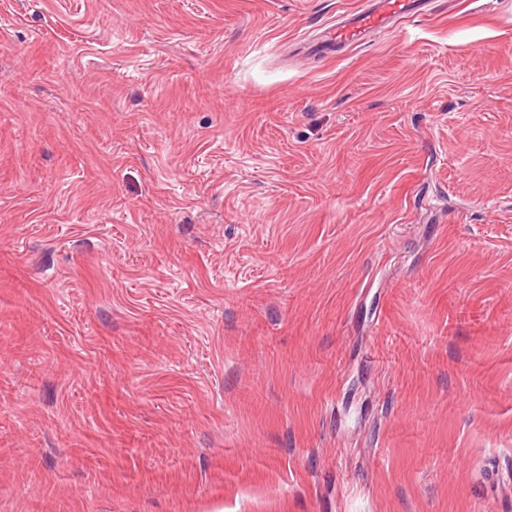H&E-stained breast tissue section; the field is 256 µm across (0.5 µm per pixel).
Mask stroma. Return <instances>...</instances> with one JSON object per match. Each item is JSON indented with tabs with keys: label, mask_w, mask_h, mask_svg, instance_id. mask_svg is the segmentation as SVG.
Listing matches in <instances>:
<instances>
[{
	"label": "stroma",
	"mask_w": 512,
	"mask_h": 512,
	"mask_svg": "<svg viewBox=\"0 0 512 512\" xmlns=\"http://www.w3.org/2000/svg\"><path fill=\"white\" fill-rule=\"evenodd\" d=\"M0 0V512H512V0ZM422 0H373L365 9L354 13L345 22H337L326 29L321 42L314 45L322 53L333 47L362 43L375 32L388 29L398 19L417 14Z\"/></svg>",
	"instance_id": "stroma-1"
}]
</instances>
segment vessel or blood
I'll return each instance as SVG.
<instances>
[{"mask_svg": "<svg viewBox=\"0 0 512 512\" xmlns=\"http://www.w3.org/2000/svg\"><path fill=\"white\" fill-rule=\"evenodd\" d=\"M421 0H371L368 7L354 13L349 19L327 28L316 52L322 53L339 46L364 42L373 33L388 29L398 19L417 14Z\"/></svg>", "mask_w": 512, "mask_h": 512, "instance_id": "1", "label": "vessel or blood"}]
</instances>
